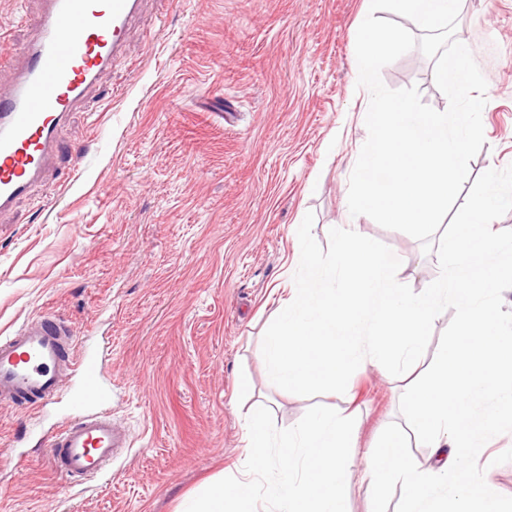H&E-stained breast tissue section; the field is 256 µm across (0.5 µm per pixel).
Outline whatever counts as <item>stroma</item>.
<instances>
[{"mask_svg":"<svg viewBox=\"0 0 512 512\" xmlns=\"http://www.w3.org/2000/svg\"><path fill=\"white\" fill-rule=\"evenodd\" d=\"M367 0H144L127 46L31 194L0 213V336L56 312L77 342L105 351L112 416L131 446L107 476L79 484L47 464L45 413L0 407V512H177L228 476L246 479L245 424L267 407L278 428L320 404L354 418L348 512H372L368 456L402 422L385 368L356 370L349 394L302 397L264 375L263 335L295 287L306 213L321 247L342 225L354 160L368 138L356 23ZM456 40L487 81L485 142L471 181L512 165V0H461ZM27 39L16 0H0V59ZM435 63L412 49L381 71L448 107ZM356 232L400 259L422 292L440 272L415 238L361 217ZM478 463L512 496V433Z\"/></svg>","mask_w":512,"mask_h":512,"instance_id":"stroma-1","label":"stroma"}]
</instances>
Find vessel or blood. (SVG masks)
<instances>
[{
  "label": "vessel or blood",
  "instance_id": "1",
  "mask_svg": "<svg viewBox=\"0 0 512 512\" xmlns=\"http://www.w3.org/2000/svg\"><path fill=\"white\" fill-rule=\"evenodd\" d=\"M22 70L0 85V212L42 179L63 125L122 54L143 0H38ZM67 396L69 414L51 433L50 465L69 480L109 473L124 432L99 410L108 401L99 354L77 348L52 312L0 338V404L42 410Z\"/></svg>",
  "mask_w": 512,
  "mask_h": 512
}]
</instances>
